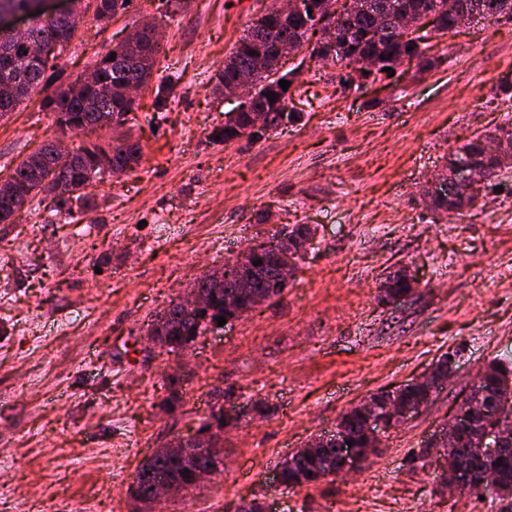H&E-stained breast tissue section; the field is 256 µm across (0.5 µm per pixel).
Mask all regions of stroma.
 Segmentation results:
<instances>
[{
	"mask_svg": "<svg viewBox=\"0 0 512 512\" xmlns=\"http://www.w3.org/2000/svg\"><path fill=\"white\" fill-rule=\"evenodd\" d=\"M272 0H132L76 31L55 65L86 74L156 18L162 53L125 128L134 172L93 181L74 222L41 194L0 223V512H133L126 489L155 449L192 435L225 394L260 403L224 430V472L155 512H512V501L449 494L439 460L419 459L494 359L512 362V171L483 204L450 216L423 193L451 149L512 115V21L465 23L457 38L385 88L337 90L334 66L304 58L288 102L298 115L259 142L213 132L234 99L215 91L224 58ZM175 100L155 113L157 87ZM33 94L0 120V180L57 138ZM315 230L288 287L188 348L145 356L146 329L203 273L232 264L284 225ZM415 284L381 299L390 273ZM456 355L445 385L383 434L351 475L278 487L282 459L332 431L358 401ZM178 374L182 406L168 412Z\"/></svg>",
	"mask_w": 512,
	"mask_h": 512,
	"instance_id": "1",
	"label": "stroma"
}]
</instances>
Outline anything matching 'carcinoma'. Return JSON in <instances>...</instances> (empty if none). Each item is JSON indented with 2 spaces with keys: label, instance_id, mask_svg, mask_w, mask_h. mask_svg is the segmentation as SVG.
<instances>
[{
  "label": "carcinoma",
  "instance_id": "obj_1",
  "mask_svg": "<svg viewBox=\"0 0 512 512\" xmlns=\"http://www.w3.org/2000/svg\"><path fill=\"white\" fill-rule=\"evenodd\" d=\"M127 6L125 0H99L93 18L97 22L106 23ZM39 7L40 0H0V13L24 12L34 18L25 33L5 37L8 49L0 51V118L15 111L32 92L38 89L44 91L55 83V91L43 98L42 109L53 115L55 125L61 132L79 136L87 128L107 118L118 125L124 124L133 106L125 101L120 89L131 83L146 84L153 76L157 57L161 54V44L153 36L154 27H144L136 41L123 42L96 61L97 78L70 96L68 88L80 82L81 78L72 79L50 65V62L56 60L54 56L46 55L35 60L26 54L31 47L51 36L64 40L72 37L73 23L68 18L59 16L45 22L39 17ZM427 11L438 13L442 27L448 29L454 27L463 15L493 22L505 16L512 18V0H365L362 9L347 15L338 23V49L331 52L318 43L311 47L310 56L336 66L340 70L339 82L347 83L343 87L345 91L354 88V78L348 68L360 56L373 57L377 61L376 72L387 77L389 73L384 68L393 67L394 61L407 52V47H413L419 57L430 47L429 40L433 36L428 33L421 35L417 43L399 39L400 27L409 22H422ZM313 34L315 30L310 13L284 16L273 8L271 17H263L250 26L224 59V70L218 75L217 90L224 95L233 93L237 89L239 77L247 74L253 79L257 95L254 109L265 114L263 126L250 134L247 140L258 142L282 123L283 113L269 101V95L273 93L288 97V92L282 89L279 82H294L298 67L285 73H276L271 64L275 52L282 46L302 48L309 44ZM498 134L512 138L511 118L494 131L476 135L451 150L443 173H448V168L455 161L467 159L477 170L479 197H484V192L493 188L504 172L512 169V160L507 162L487 150L488 139ZM108 155L111 156L112 167L131 170L141 160V147L129 139L104 146L91 141L70 153H63L50 141L20 161L12 169L9 178L17 182L28 197L39 192L47 193L49 188L63 183L64 190L57 194V210L70 214L72 210L69 201L80 197L92 179L107 174L97 158ZM461 194L462 191L457 189L450 195H433L428 200L429 208L445 214L459 213L463 211L458 203ZM22 208L23 204L15 198L0 195V222L8 220ZM273 236L288 239L294 248V260L297 261L303 258L301 250L313 245L315 233L306 224H295L289 231L284 228L275 231ZM278 263V254L266 255L264 275L255 281L254 289L271 290ZM193 287L208 294L211 312L204 311L192 319H185L173 309L167 323L152 324L147 330V335L157 337L158 343L169 353L185 349L195 337L201 335L207 325L206 318L224 314V295L236 296L238 303L243 306L250 301V295L237 288L236 281L232 279L224 281L222 287L217 288L206 273L196 279ZM412 289L411 283L396 274L386 279L382 293L387 299H396L408 295ZM508 374L512 375V364L497 360L489 362L483 372L484 388L500 400L506 416L512 411V390L502 389L500 381L501 377ZM337 425L348 430L359 445H364L359 406H352L343 413ZM335 453L333 448H317L300 457L293 467L284 471L285 485L312 486L323 482V463L335 456ZM497 472L503 478L502 491L497 493V499H511L512 451L502 457ZM137 474L141 494L145 497L153 495L157 479L167 476L181 483L186 491L195 487L190 472L176 459L165 454L147 457Z\"/></svg>",
  "mask_w": 512,
  "mask_h": 512
}]
</instances>
